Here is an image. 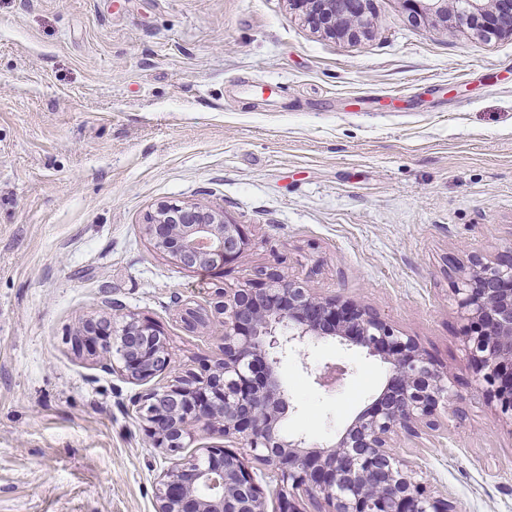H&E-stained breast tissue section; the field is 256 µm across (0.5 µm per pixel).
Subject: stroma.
Returning a JSON list of instances; mask_svg holds the SVG:
<instances>
[{
    "instance_id": "1",
    "label": "stroma",
    "mask_w": 512,
    "mask_h": 512,
    "mask_svg": "<svg viewBox=\"0 0 512 512\" xmlns=\"http://www.w3.org/2000/svg\"><path fill=\"white\" fill-rule=\"evenodd\" d=\"M359 37L315 32L288 0H0V512H155L171 457L146 384L70 335L111 308L156 324L163 385L222 356L206 308L277 266L362 303L450 370L448 429L401 448L456 512H512V426L474 382L453 260L512 246V38L412 22L372 0ZM223 209L248 247L220 275L153 248L157 203ZM316 386L279 377L286 436L325 445L388 378L328 339Z\"/></svg>"
}]
</instances>
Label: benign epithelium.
Wrapping results in <instances>:
<instances>
[{
    "label": "benign epithelium",
    "mask_w": 512,
    "mask_h": 512,
    "mask_svg": "<svg viewBox=\"0 0 512 512\" xmlns=\"http://www.w3.org/2000/svg\"><path fill=\"white\" fill-rule=\"evenodd\" d=\"M454 19L478 34L512 37V0H401L415 20L448 27ZM371 0H289L312 26L351 39L369 20ZM145 231L154 247L184 269L221 274L244 253L248 240L220 210L201 204L163 202ZM454 302L463 322L462 342L475 382L495 417L512 425V248L495 256L469 255L455 264ZM224 316V357L174 383L136 397L156 448L178 453L197 431L224 439L206 452L179 458L156 486V512H268L263 488L244 453L279 476V510L301 512L291 492L310 496L313 512H454L431 489L422 469L400 455L402 440H418L444 424L439 410L453 396L455 377L435 365L412 336L351 300L326 297L277 268L262 269L239 288L218 289L212 307H185L190 330ZM88 319L80 349L115 350L119 371L143 383L171 369L165 335L133 314ZM334 337L379 356L388 365L386 385L336 442L310 446L304 436L285 438L278 423L287 401L277 368L288 357H306L311 341Z\"/></svg>",
    "instance_id": "7a95c632"
}]
</instances>
